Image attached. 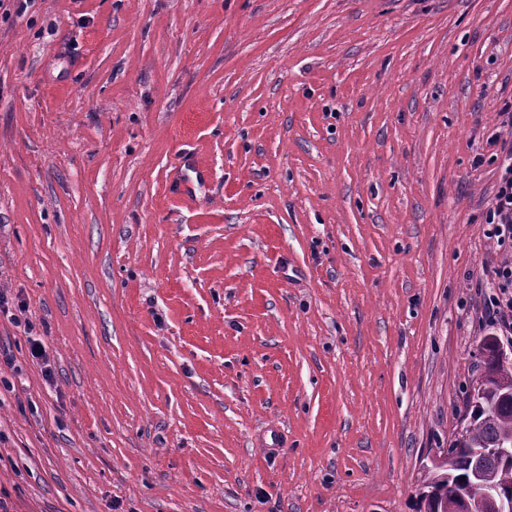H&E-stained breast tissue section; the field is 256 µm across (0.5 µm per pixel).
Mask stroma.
Listing matches in <instances>:
<instances>
[{
	"instance_id": "obj_1",
	"label": "stroma",
	"mask_w": 512,
	"mask_h": 512,
	"mask_svg": "<svg viewBox=\"0 0 512 512\" xmlns=\"http://www.w3.org/2000/svg\"><path fill=\"white\" fill-rule=\"evenodd\" d=\"M511 97L512 0L0 13V512H418Z\"/></svg>"
}]
</instances>
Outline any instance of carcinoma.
I'll use <instances>...</instances> for the list:
<instances>
[{
    "label": "carcinoma",
    "instance_id": "1",
    "mask_svg": "<svg viewBox=\"0 0 512 512\" xmlns=\"http://www.w3.org/2000/svg\"><path fill=\"white\" fill-rule=\"evenodd\" d=\"M483 376L469 395L470 416L448 448L452 467L436 464L420 492L424 512H463L459 497L470 504L484 501L482 482L470 472L472 452L496 447L498 440L512 434V359L503 357L497 338L479 339ZM488 475L504 493H512V462L491 459Z\"/></svg>",
    "mask_w": 512,
    "mask_h": 512
}]
</instances>
